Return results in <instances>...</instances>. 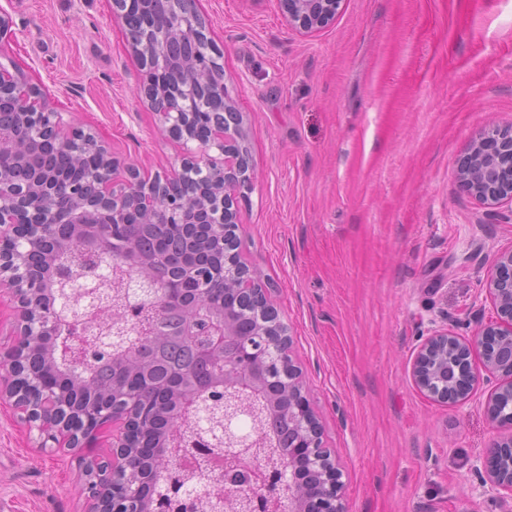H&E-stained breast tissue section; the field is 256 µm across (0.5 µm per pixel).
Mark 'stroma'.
I'll use <instances>...</instances> for the list:
<instances>
[{"mask_svg": "<svg viewBox=\"0 0 512 512\" xmlns=\"http://www.w3.org/2000/svg\"><path fill=\"white\" fill-rule=\"evenodd\" d=\"M199 8L256 174L239 252L289 329L349 512H501L471 471L495 436L489 383L437 402L410 367L432 327L466 336L494 315L485 279L512 249V206L480 204L456 169L478 132L512 126V0H342L308 36L278 0ZM0 14L14 32L0 62L65 119L142 173L179 169L112 0H0ZM85 481L0 399V512H84Z\"/></svg>", "mask_w": 512, "mask_h": 512, "instance_id": "35a3bbf8", "label": "stroma"}]
</instances>
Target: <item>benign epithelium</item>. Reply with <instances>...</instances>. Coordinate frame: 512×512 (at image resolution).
<instances>
[{
	"instance_id": "1",
	"label": "benign epithelium",
	"mask_w": 512,
	"mask_h": 512,
	"mask_svg": "<svg viewBox=\"0 0 512 512\" xmlns=\"http://www.w3.org/2000/svg\"><path fill=\"white\" fill-rule=\"evenodd\" d=\"M289 25L301 34L315 32L332 21L342 0H278ZM151 32L145 36L128 34L131 53L142 72L140 92L159 116L171 137L188 144L196 141L191 129L207 115L208 140L199 142L202 152H188L180 171L172 176L141 174L125 166L93 133L66 127L61 113L54 110L47 93L15 64L0 62V112L7 111L8 123H0V152L6 151L20 165L49 140L58 148L80 159L92 151L98 165L84 171L78 181H61L53 174L36 171L17 175L0 166V285L10 287L18 303L16 324L19 342L10 356L6 373L9 381L0 383V395L12 401L22 413L28 429L37 431L41 447L52 443L66 448L90 472L85 493L92 501L90 512H144L142 486L147 478L133 473L128 448L133 435L145 430L153 409L143 395L117 391L86 410L75 409L67 397L43 373H33L21 354L27 342L55 341L48 346L78 366L90 348L100 343L91 323L99 320V308L90 307L71 320V333L57 338V320L46 310L44 295L51 284L68 280L66 270L52 262L61 246L62 234L83 238L89 243L118 239V259L134 281L153 279L149 261L143 258L122 231L130 214L140 224H196L205 227L208 238L224 247V276L249 279L255 288H239L255 310L260 324H281L279 313L270 303L261 275L236 264V244L240 229L237 199L250 189L252 172L245 145L242 116L226 96L224 80L217 77L222 51L210 40L202 54L194 53L180 61L186 80L180 87H165L157 80L168 65L166 49L174 41L197 43L209 20L198 10L196 0H167ZM224 96V109L231 114L205 113L203 103L214 95ZM215 148L218 156L208 149ZM461 187L484 204L507 201L512 204V128L481 132L458 165ZM65 192L71 208L60 212L54 198ZM207 272L186 267L185 277L157 284L159 290L145 294V307L167 309L181 301L183 288H208ZM486 292L496 308V317L479 323L475 334L461 336L447 327L431 330L419 345L411 364L417 389L430 399L449 404L468 400L477 382L471 370V356L480 353L486 380H496L487 395L485 408L497 428L505 430L492 448L473 464L483 492L512 493V417L496 415L503 404L512 406V250L495 254L486 279ZM112 327L127 336L128 347L138 343L141 322L127 320L124 311L111 309ZM181 335L197 343L199 355L213 370L211 387L224 391V450L214 453L193 447V439L182 435V424L196 415L198 403L193 393L180 397V412L170 442L159 455L171 471L202 474L199 491H212L209 477L221 468L224 475V508L234 512H348L345 482L335 454L325 448L322 428L303 394L300 374L293 364L288 332L256 349L241 346L240 358L224 355V344L235 335L224 312L211 311L205 329L198 318L186 317ZM277 357L285 367L288 384V452L271 458L262 438L240 444L239 428L245 411L239 397L261 395L263 386L258 365ZM453 359L457 375L443 386L435 378L448 371ZM112 461L101 463L93 455L98 435L114 424ZM306 467L300 480L297 469Z\"/></svg>"
}]
</instances>
